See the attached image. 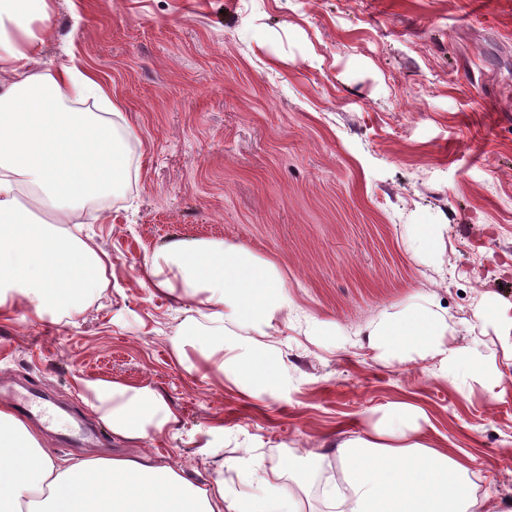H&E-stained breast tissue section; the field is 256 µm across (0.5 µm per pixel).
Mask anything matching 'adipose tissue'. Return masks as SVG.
I'll return each mask as SVG.
<instances>
[{"mask_svg": "<svg viewBox=\"0 0 512 512\" xmlns=\"http://www.w3.org/2000/svg\"><path fill=\"white\" fill-rule=\"evenodd\" d=\"M53 13L54 0H0V314L22 300L37 319L103 286L110 257L74 227L85 221L83 202L112 190L126 168L109 123L63 109L90 99L108 104L112 93L92 71L47 66L40 48ZM24 192L31 206L21 203ZM37 205L54 211V222L39 220ZM144 266L154 287L181 291L208 311V330L183 324L176 349L197 341L223 350L217 368L239 386L276 381L280 364L259 342L288 307L275 264L239 246L174 240ZM230 325L245 331L234 344L224 341ZM447 332L437 311L421 307L383 313L368 338L400 362L444 359ZM77 385L118 440H142L178 422L153 390L84 378ZM420 418L400 404L337 445L347 469L342 482L321 490L331 512H512V501L493 507L478 495L466 459L426 441ZM312 461L299 455L271 466L260 498L227 485L212 493L145 455L56 459L39 432L0 403V512H307L304 471Z\"/></svg>", "mask_w": 512, "mask_h": 512, "instance_id": "adipose-tissue-1", "label": "adipose tissue"}]
</instances>
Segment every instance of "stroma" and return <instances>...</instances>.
Masks as SVG:
<instances>
[{
  "label": "stroma",
  "instance_id": "1",
  "mask_svg": "<svg viewBox=\"0 0 512 512\" xmlns=\"http://www.w3.org/2000/svg\"><path fill=\"white\" fill-rule=\"evenodd\" d=\"M52 27L45 59L88 67L119 103L126 175L87 226L106 287L76 313L0 316V378L44 397L31 422L51 454H145L255 497L295 455L341 471L340 440L410 404L426 439L468 453L479 493L512 500V0H56ZM175 239L277 266L279 383L243 388L177 352L197 303L144 281ZM431 301L452 355L430 379L366 328ZM79 377L151 388L176 431L113 440ZM246 447L256 464L219 471Z\"/></svg>",
  "mask_w": 512,
  "mask_h": 512
}]
</instances>
